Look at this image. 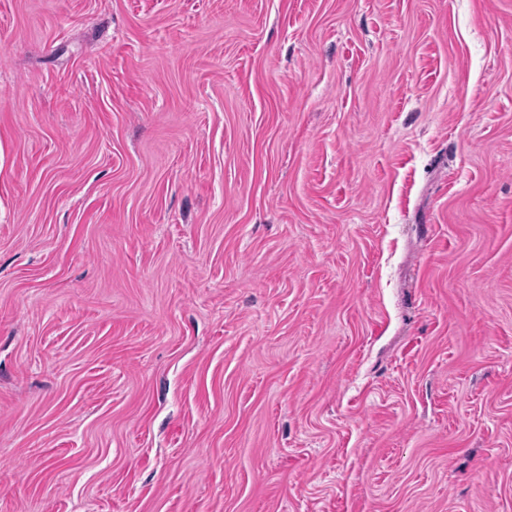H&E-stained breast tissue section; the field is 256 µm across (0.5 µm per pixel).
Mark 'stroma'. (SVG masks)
<instances>
[{"label": "stroma", "mask_w": 512, "mask_h": 512, "mask_svg": "<svg viewBox=\"0 0 512 512\" xmlns=\"http://www.w3.org/2000/svg\"><path fill=\"white\" fill-rule=\"evenodd\" d=\"M0 512H512V0H0Z\"/></svg>", "instance_id": "1"}]
</instances>
